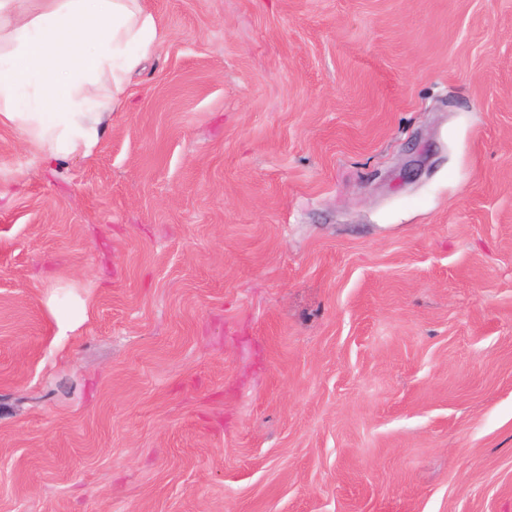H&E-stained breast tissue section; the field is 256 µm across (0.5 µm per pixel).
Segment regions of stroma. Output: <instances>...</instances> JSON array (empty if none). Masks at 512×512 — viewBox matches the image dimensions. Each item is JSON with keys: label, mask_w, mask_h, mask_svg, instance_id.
Masks as SVG:
<instances>
[{"label": "stroma", "mask_w": 512, "mask_h": 512, "mask_svg": "<svg viewBox=\"0 0 512 512\" xmlns=\"http://www.w3.org/2000/svg\"><path fill=\"white\" fill-rule=\"evenodd\" d=\"M141 4L91 155L0 127V512H512V0ZM47 306L56 317L59 327L58 336L62 338L68 336L69 332L74 331L79 326L86 312L84 303L78 298L72 299L68 309H62L56 294L49 297Z\"/></svg>", "instance_id": "stroma-1"}]
</instances>
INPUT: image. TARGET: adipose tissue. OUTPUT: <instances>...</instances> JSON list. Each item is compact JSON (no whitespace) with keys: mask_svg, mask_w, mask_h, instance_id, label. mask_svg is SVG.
I'll use <instances>...</instances> for the list:
<instances>
[{"mask_svg":"<svg viewBox=\"0 0 512 512\" xmlns=\"http://www.w3.org/2000/svg\"><path fill=\"white\" fill-rule=\"evenodd\" d=\"M140 0H0V126L37 154H91L158 46Z\"/></svg>","mask_w":512,"mask_h":512,"instance_id":"ef3b65f1","label":"adipose tissue"}]
</instances>
